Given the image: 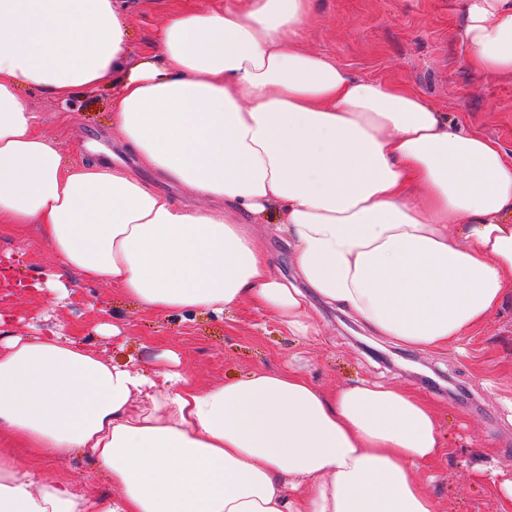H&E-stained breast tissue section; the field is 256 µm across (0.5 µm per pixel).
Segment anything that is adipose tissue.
<instances>
[{
	"mask_svg": "<svg viewBox=\"0 0 512 512\" xmlns=\"http://www.w3.org/2000/svg\"><path fill=\"white\" fill-rule=\"evenodd\" d=\"M310 2L180 10L136 59L128 0H0V226L37 227L54 284L75 273L150 313L246 301L311 336L316 297L411 348L470 334L512 296V160L405 86L303 48ZM463 36L476 74L512 75V0H470ZM101 87L141 165L213 207L37 133L27 92ZM247 215L275 217L296 281ZM0 443V512H439L412 473L442 452L427 400L291 369L201 386L0 330ZM16 448L52 469L21 470ZM80 458L117 496L81 493Z\"/></svg>",
	"mask_w": 512,
	"mask_h": 512,
	"instance_id": "1",
	"label": "adipose tissue"
}]
</instances>
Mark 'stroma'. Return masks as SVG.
Returning a JSON list of instances; mask_svg holds the SVG:
<instances>
[{
  "label": "stroma",
  "mask_w": 512,
  "mask_h": 512,
  "mask_svg": "<svg viewBox=\"0 0 512 512\" xmlns=\"http://www.w3.org/2000/svg\"><path fill=\"white\" fill-rule=\"evenodd\" d=\"M208 0H132L128 23L135 53L153 47L157 29L176 8ZM462 0H312L306 48L357 78L413 90L451 121L497 142L512 157V77L473 74L463 39ZM38 130L66 159L86 143L136 168L111 122V92L79 90L68 102L33 92ZM36 234L20 240L0 230V320L26 335L31 328L80 340L115 363L155 370L176 353L180 368L203 384L241 379L254 370L299 368L313 384H390L430 399L438 411L443 453L417 476L440 512H512V299L460 343L419 350L370 334L352 317L317 304L320 332L293 336L275 320L240 305L222 313L152 314L103 284L84 283L65 298L45 286L54 267ZM123 318L117 336L98 327Z\"/></svg>",
  "instance_id": "1"
}]
</instances>
